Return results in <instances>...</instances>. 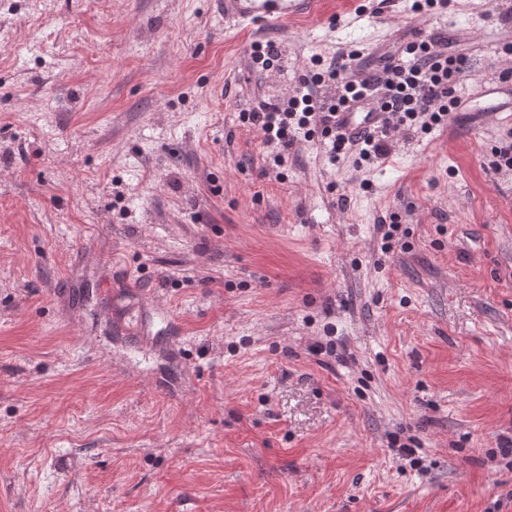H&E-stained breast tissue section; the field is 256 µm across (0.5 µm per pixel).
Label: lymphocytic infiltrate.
Returning <instances> with one entry per match:
<instances>
[{
    "instance_id": "f902f5d3",
    "label": "lymphocytic infiltrate",
    "mask_w": 512,
    "mask_h": 512,
    "mask_svg": "<svg viewBox=\"0 0 512 512\" xmlns=\"http://www.w3.org/2000/svg\"><path fill=\"white\" fill-rule=\"evenodd\" d=\"M469 70L468 56L449 53L440 33L401 43L370 71L362 69L358 52H341L318 72L301 75L287 101L259 99L241 121L262 133L275 164L286 161L298 140L318 137L330 159L350 155L361 168L386 160L398 137L445 125L460 105L456 87ZM320 87L326 95H317ZM373 96L387 114L384 124L359 138L339 133L337 113Z\"/></svg>"
}]
</instances>
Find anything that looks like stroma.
Segmentation results:
<instances>
[{
	"mask_svg": "<svg viewBox=\"0 0 512 512\" xmlns=\"http://www.w3.org/2000/svg\"><path fill=\"white\" fill-rule=\"evenodd\" d=\"M410 7L0 0V512H512V112L359 172L239 119L414 29L470 55L458 94L495 78L512 0ZM316 0H224L225 18L255 21H289L313 12Z\"/></svg>",
	"mask_w": 512,
	"mask_h": 512,
	"instance_id": "1",
	"label": "stroma"
}]
</instances>
